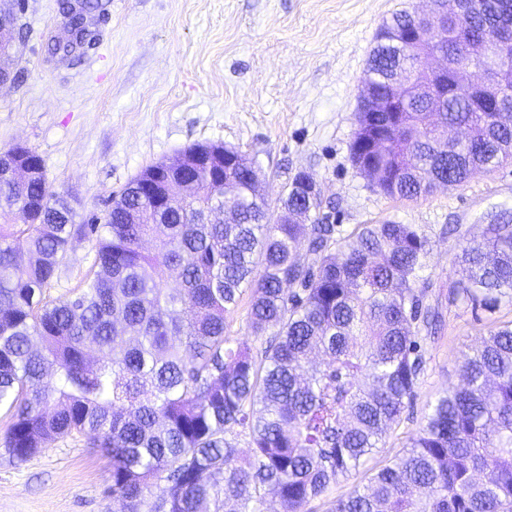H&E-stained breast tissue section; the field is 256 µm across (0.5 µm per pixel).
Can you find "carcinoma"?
Returning a JSON list of instances; mask_svg holds the SVG:
<instances>
[{
    "instance_id": "carcinoma-1",
    "label": "carcinoma",
    "mask_w": 512,
    "mask_h": 512,
    "mask_svg": "<svg viewBox=\"0 0 512 512\" xmlns=\"http://www.w3.org/2000/svg\"><path fill=\"white\" fill-rule=\"evenodd\" d=\"M414 23L404 9L383 21ZM454 60L457 39L418 41L371 69L380 77L419 70L429 49ZM439 112L416 94L397 112L367 113L350 145L373 188L416 201L439 185L512 160V112L472 107L461 89ZM512 101V49L497 88ZM184 207L165 211L162 165L144 168L114 199L103 224L82 220L50 189L30 147L0 152V215L22 204L23 224H0V408L5 448L19 462L79 434L112 458V498L122 512H512V321L463 353V386L428 404L403 453L348 495L328 498L358 470L412 404L423 343L444 324L428 304L431 239L418 224H360L340 235L322 198L295 184L282 208L310 223H273L259 172L236 149L193 144ZM32 170L24 184L6 173ZM452 264L465 278L448 303L494 311L512 302V223L448 226ZM93 243L91 270L71 295L47 301L74 239ZM148 238L154 250L144 252ZM248 295L244 338L227 317ZM97 353L89 361L90 353ZM247 442V451L238 441ZM487 471L480 482L476 475ZM213 502L214 510L203 508Z\"/></svg>"
}]
</instances>
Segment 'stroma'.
Returning <instances> with one entry per match:
<instances>
[{"label":"stroma","instance_id":"obj_1","mask_svg":"<svg viewBox=\"0 0 512 512\" xmlns=\"http://www.w3.org/2000/svg\"><path fill=\"white\" fill-rule=\"evenodd\" d=\"M84 46L69 34L58 0H24L12 52L14 81L0 85V152L23 144L45 161L52 190L78 217L107 209L140 170L193 144H223L253 160L276 202L298 171L317 181L331 221L344 231L395 221L431 227L428 295L446 302L445 327L425 345L413 403L380 452L341 479L346 495L369 469L400 453L425 408L462 383V354L512 306L448 304L462 277L441 230L480 234L492 216L512 220V164L438 187L411 202L374 191L350 159L361 81L383 19L428 0H99ZM92 244L73 241L58 298L89 269ZM0 412V512H121L109 490L112 460L66 437L18 464L4 447Z\"/></svg>","mask_w":512,"mask_h":512}]
</instances>
